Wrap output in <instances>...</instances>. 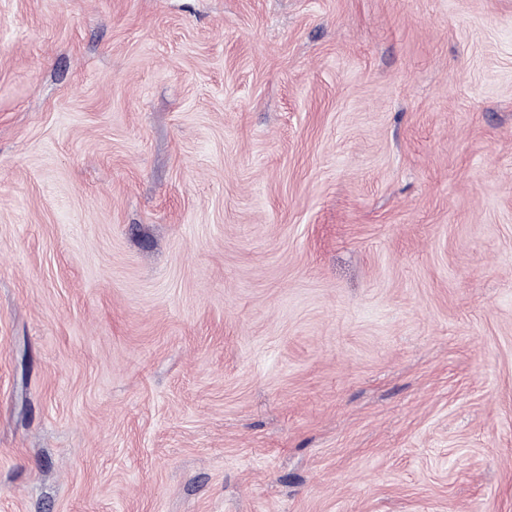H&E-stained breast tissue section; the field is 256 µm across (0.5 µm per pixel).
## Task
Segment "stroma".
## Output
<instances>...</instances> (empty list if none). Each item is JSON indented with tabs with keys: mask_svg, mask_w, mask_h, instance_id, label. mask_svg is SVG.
<instances>
[{
	"mask_svg": "<svg viewBox=\"0 0 512 512\" xmlns=\"http://www.w3.org/2000/svg\"><path fill=\"white\" fill-rule=\"evenodd\" d=\"M0 512H512V0H0Z\"/></svg>",
	"mask_w": 512,
	"mask_h": 512,
	"instance_id": "stroma-1",
	"label": "stroma"
}]
</instances>
